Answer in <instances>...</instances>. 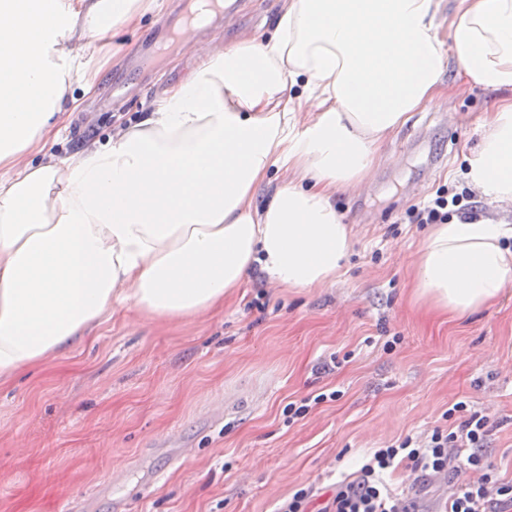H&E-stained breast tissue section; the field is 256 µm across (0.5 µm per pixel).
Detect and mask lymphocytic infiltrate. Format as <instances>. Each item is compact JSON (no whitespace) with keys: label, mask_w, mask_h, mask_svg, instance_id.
I'll use <instances>...</instances> for the list:
<instances>
[{"label":"lymphocytic infiltrate","mask_w":512,"mask_h":512,"mask_svg":"<svg viewBox=\"0 0 512 512\" xmlns=\"http://www.w3.org/2000/svg\"><path fill=\"white\" fill-rule=\"evenodd\" d=\"M413 224H446L451 219L471 221L475 205L469 191L449 194L438 189L433 199L408 212ZM465 418L456 429H434L420 439L410 437L376 449L359 470L338 481L321 512H420L414 497L398 493L384 479L386 472L410 463L420 480L466 468L472 479L449 497L447 512H512V481H502L482 453L489 432L487 415L468 411L466 402L454 404Z\"/></svg>","instance_id":"obj_1"}]
</instances>
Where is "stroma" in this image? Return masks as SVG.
I'll return each mask as SVG.
<instances>
[{
    "label": "stroma",
    "mask_w": 512,
    "mask_h": 512,
    "mask_svg": "<svg viewBox=\"0 0 512 512\" xmlns=\"http://www.w3.org/2000/svg\"><path fill=\"white\" fill-rule=\"evenodd\" d=\"M175 6L156 0L138 23L113 29L96 95L45 156L105 143L213 50L197 36L113 99L135 37L174 23ZM279 7L242 0L227 44L266 36ZM449 82V101L415 113L384 143L370 180L337 194L354 238L335 283L287 289L255 275L223 310L190 321L123 307L75 350L0 387V512H66L94 492L96 512H113L116 500L126 512H274L304 486L331 495L374 449L455 429L459 401L489 416L483 453L512 480V287L465 318L412 298L428 227L407 213L438 189L465 187V157L495 108L493 94L463 88L458 63ZM307 398L305 417L288 421L285 407ZM219 405L223 420H208ZM182 447L187 455L170 463L169 449ZM469 477L418 486L402 465L388 483L414 489L427 510Z\"/></svg>",
    "instance_id": "obj_1"
}]
</instances>
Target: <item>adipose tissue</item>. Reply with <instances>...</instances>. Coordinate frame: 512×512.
<instances>
[{
  "label": "adipose tissue",
  "instance_id": "adipose-tissue-1",
  "mask_svg": "<svg viewBox=\"0 0 512 512\" xmlns=\"http://www.w3.org/2000/svg\"><path fill=\"white\" fill-rule=\"evenodd\" d=\"M154 0H0V380L81 345L116 307L188 320L252 272L286 288L335 281L352 245L336 190L436 105L458 61L498 104L467 184L512 212V0H283L266 40L198 60L148 112L70 162L33 164L97 89L88 34L107 39ZM291 173L262 207L270 172ZM512 224H435L415 257L417 298L464 317L512 282Z\"/></svg>",
  "mask_w": 512,
  "mask_h": 512
}]
</instances>
